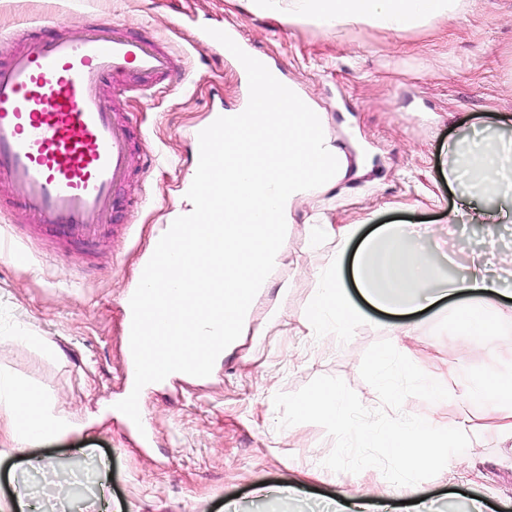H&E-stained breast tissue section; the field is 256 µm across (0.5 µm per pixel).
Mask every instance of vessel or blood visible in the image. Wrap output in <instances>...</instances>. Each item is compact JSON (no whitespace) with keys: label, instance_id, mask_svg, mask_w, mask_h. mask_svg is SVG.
Masks as SVG:
<instances>
[{"label":"vessel or blood","instance_id":"1","mask_svg":"<svg viewBox=\"0 0 512 512\" xmlns=\"http://www.w3.org/2000/svg\"><path fill=\"white\" fill-rule=\"evenodd\" d=\"M174 68L157 40L109 20L80 38L57 28L0 51V181L41 233L70 246L114 232L134 129L107 92L169 79Z\"/></svg>","mask_w":512,"mask_h":512}]
</instances>
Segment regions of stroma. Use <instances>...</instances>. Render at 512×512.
<instances>
[{
  "mask_svg": "<svg viewBox=\"0 0 512 512\" xmlns=\"http://www.w3.org/2000/svg\"><path fill=\"white\" fill-rule=\"evenodd\" d=\"M51 15L79 36L102 20L147 33L172 51L180 78L128 89L118 108L132 121L138 165L124 186L111 238L63 247L33 236L39 220L16 207L0 213V371L43 391L84 422L82 431L34 444L31 457L51 458L59 486L74 500L97 497L95 512H224L238 501L249 512L261 484H292L303 499L349 496L372 488L370 512H414L439 501L444 512H512V440L494 430L460 438L448 449L447 478L415 470L411 503L391 493L394 463L351 447L295 405L320 389L345 395L354 418L381 428L395 406L420 419L478 420L492 404L469 400L465 387L512 374V322L497 336L459 335L454 308L410 321L364 308L346 335H305L298 318L319 285L334 241L312 247L313 221L434 225L447 253L467 265L490 253L462 227H449L458 195L441 175L448 144L467 138L487 115L512 137V0H468L456 19L402 32L369 27L292 29L247 11L240 0H0V39H23L27 23ZM221 26L243 47L282 70L327 117L348 165L336 186L295 205L284 258L258 292L248 324L209 376H174L146 389L145 431L113 410L125 393L121 338L126 301L162 225L182 206L196 155V133L213 116L243 106L248 88L237 61L208 40ZM424 372L448 367V397L435 402L404 374L394 354L386 383L374 373L402 324ZM42 337L51 353L8 341L9 333ZM400 403H393V395ZM92 442L109 465L106 486L69 484L72 470H93L79 450Z\"/></svg>",
  "mask_w": 512,
  "mask_h": 512,
  "instance_id": "35a3bbf8",
  "label": "stroma"
}]
</instances>
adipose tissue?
<instances>
[{
  "instance_id": "adipose-tissue-1",
  "label": "adipose tissue",
  "mask_w": 512,
  "mask_h": 512,
  "mask_svg": "<svg viewBox=\"0 0 512 512\" xmlns=\"http://www.w3.org/2000/svg\"><path fill=\"white\" fill-rule=\"evenodd\" d=\"M251 13L271 15L296 29L353 26L402 31L435 19L450 20L464 0H245ZM486 125L482 137L448 147L449 182L465 185L450 223L490 226L512 222V206L502 203L503 177L512 171V140L494 136ZM357 225H326L324 234L336 241L320 287L302 311L299 322L318 334L326 327L346 333L360 318V302L391 315L410 316L457 293H476L475 301L457 304L454 317L464 336L493 335L501 319L512 320V311L493 303L498 281L475 271L464 277L442 276V264L401 224H382L359 239L354 256L346 251L357 239ZM303 417H318L345 437L357 436L362 445L382 449L397 463L393 485L402 491L419 466H441L450 439L474 433L478 424H448L443 418L420 420L398 414L382 429L357 424L346 412L344 396L336 390H320L299 402ZM76 422L57 411L37 388L0 374V432L10 440L16 455H25L38 441L66 435Z\"/></svg>"
}]
</instances>
